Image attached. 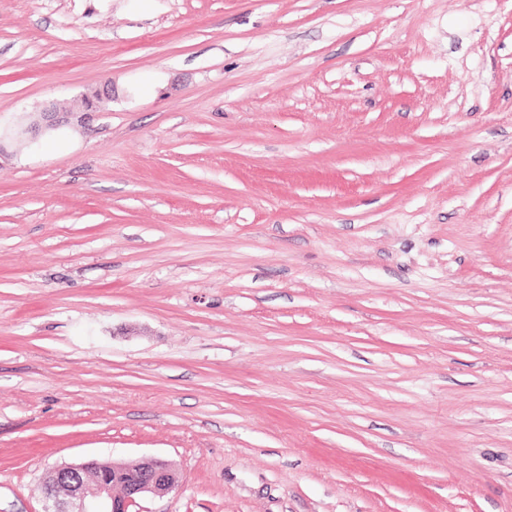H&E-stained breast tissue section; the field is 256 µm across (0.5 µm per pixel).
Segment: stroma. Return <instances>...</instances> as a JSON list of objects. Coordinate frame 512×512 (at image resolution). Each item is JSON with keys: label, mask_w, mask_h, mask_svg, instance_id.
<instances>
[{"label": "stroma", "mask_w": 512, "mask_h": 512, "mask_svg": "<svg viewBox=\"0 0 512 512\" xmlns=\"http://www.w3.org/2000/svg\"><path fill=\"white\" fill-rule=\"evenodd\" d=\"M144 458L512 512V0H0V512Z\"/></svg>", "instance_id": "stroma-1"}]
</instances>
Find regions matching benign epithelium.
<instances>
[{
	"mask_svg": "<svg viewBox=\"0 0 512 512\" xmlns=\"http://www.w3.org/2000/svg\"><path fill=\"white\" fill-rule=\"evenodd\" d=\"M88 464L52 468L43 484L41 512H129L136 499L152 494L163 496L177 489L179 477L160 459L146 458L135 464L111 462L99 466L93 480H88ZM127 472L130 480L121 486L109 474Z\"/></svg>",
	"mask_w": 512,
	"mask_h": 512,
	"instance_id": "1",
	"label": "benign epithelium"
}]
</instances>
